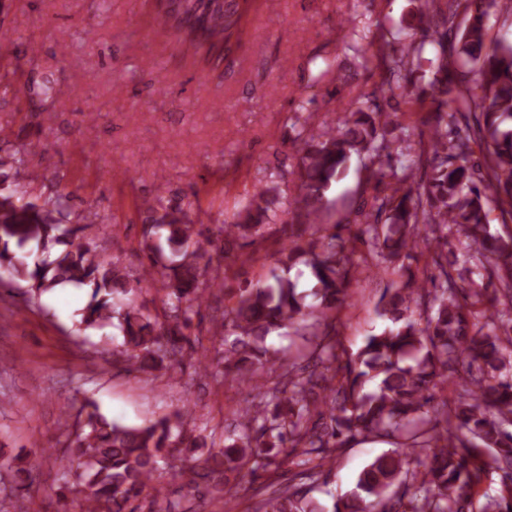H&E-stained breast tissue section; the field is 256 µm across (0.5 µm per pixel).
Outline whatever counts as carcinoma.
<instances>
[{"mask_svg":"<svg viewBox=\"0 0 512 512\" xmlns=\"http://www.w3.org/2000/svg\"><path fill=\"white\" fill-rule=\"evenodd\" d=\"M507 0H425L421 28L438 35L436 52L399 27L387 31L385 84L390 98L428 103L427 140H419L423 176L404 164L406 139L380 112L350 107L323 124L291 129L299 143L297 211L304 220L267 232L277 187L264 185L246 204L209 228L192 203L164 204L163 188L141 200L147 224L139 250L140 280L158 284L162 307L151 311L129 297V276L99 260L84 242L87 217L55 192L24 201L0 189V287L39 296L61 285L90 290L77 330L111 326L122 336L112 365L169 377L194 368L220 386L266 377L224 439L188 431L190 405L170 416L128 425L86 402L74 447L59 459V488L79 512H204L202 503L236 499L252 490L251 512H317L311 492L336 453L356 442L395 440L374 457L332 512H512V236L491 230L490 213L512 222V41L487 43V21L509 10ZM471 23L456 24L460 11ZM175 30L224 62L238 4L169 0ZM426 68L428 90L412 81ZM0 86L27 96L17 71ZM489 142L470 146V121ZM368 156L372 202L358 205V224L321 223L333 182L352 156ZM262 251L277 268L256 282L241 278ZM425 257L423 270L412 267ZM391 267L400 280L383 289V329L355 352L340 339V314L363 272ZM212 296L232 301L212 320L204 346L193 317ZM279 329L301 340L296 350L267 345ZM215 353L214 370L201 358ZM298 457L288 485L257 484L261 474ZM493 473L501 488L481 489ZM31 467L16 456L0 461V487ZM191 490L174 498L173 482Z\"/></svg>","mask_w":512,"mask_h":512,"instance_id":"1","label":"carcinoma"}]
</instances>
